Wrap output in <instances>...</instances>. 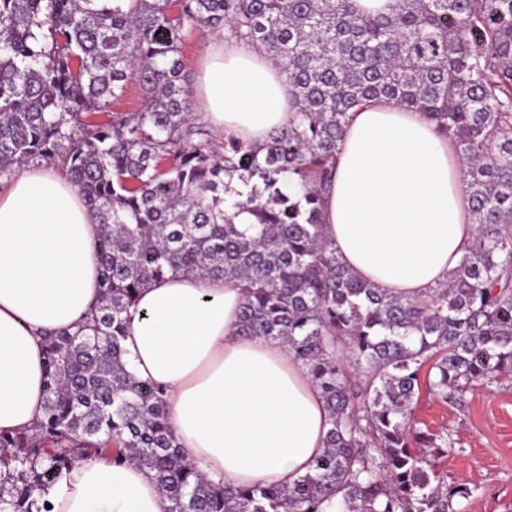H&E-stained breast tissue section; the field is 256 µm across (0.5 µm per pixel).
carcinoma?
Listing matches in <instances>:
<instances>
[{"label":"carcinoma","mask_w":512,"mask_h":512,"mask_svg":"<svg viewBox=\"0 0 512 512\" xmlns=\"http://www.w3.org/2000/svg\"><path fill=\"white\" fill-rule=\"evenodd\" d=\"M0 0V173L60 169L101 227V302L45 339L44 416L0 432V512H49L34 493L78 462L155 472L166 512H459L473 489L437 460L454 439L415 427L421 372L443 403L512 373V0ZM186 28L269 52L291 100L261 147L188 123ZM139 111L87 123L129 81ZM370 100L426 114L464 167L476 233L448 283L414 297L358 279L322 206L349 112ZM250 212V230L234 224ZM242 283L245 336L309 367L332 427L293 486L215 485L184 461L160 386L122 363L127 313L168 275Z\"/></svg>","instance_id":"1"}]
</instances>
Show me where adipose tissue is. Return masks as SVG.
<instances>
[{"label": "adipose tissue", "instance_id": "obj_1", "mask_svg": "<svg viewBox=\"0 0 512 512\" xmlns=\"http://www.w3.org/2000/svg\"><path fill=\"white\" fill-rule=\"evenodd\" d=\"M203 117L262 145L286 127L288 86L264 50L208 33ZM462 166L422 113L356 107L323 203L340 262L396 295L446 283L476 226ZM99 227L51 166H25L0 190V431L44 414V336L74 329L100 302ZM244 294L221 278L167 276L131 308L123 361L159 384L184 459L232 487L292 485L323 454L328 411L307 366L278 341L242 335ZM51 512H165L153 471L83 461L40 495Z\"/></svg>", "mask_w": 512, "mask_h": 512}]
</instances>
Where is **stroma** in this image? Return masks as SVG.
I'll list each match as a JSON object with an SVG mask.
<instances>
[{
    "label": "stroma",
    "mask_w": 512,
    "mask_h": 512,
    "mask_svg": "<svg viewBox=\"0 0 512 512\" xmlns=\"http://www.w3.org/2000/svg\"><path fill=\"white\" fill-rule=\"evenodd\" d=\"M203 50V32L189 31L181 54L191 123L197 127L202 124L198 84ZM414 418L422 429L452 435L455 450L440 458L437 468L448 482L474 488V495L461 501V512H504L512 505V377L475 385L457 404L443 403L421 389Z\"/></svg>",
    "instance_id": "obj_1"
}]
</instances>
